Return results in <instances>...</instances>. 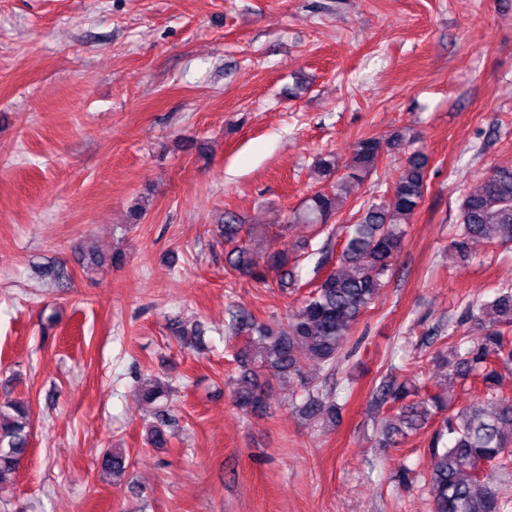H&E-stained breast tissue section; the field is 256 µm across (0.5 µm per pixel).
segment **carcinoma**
<instances>
[{
    "instance_id": "obj_1",
    "label": "carcinoma",
    "mask_w": 512,
    "mask_h": 512,
    "mask_svg": "<svg viewBox=\"0 0 512 512\" xmlns=\"http://www.w3.org/2000/svg\"><path fill=\"white\" fill-rule=\"evenodd\" d=\"M418 139L399 133L384 142L362 137L356 143L351 162L339 169L336 157L327 154L318 162L320 172L331 178L326 188L309 196L305 206L289 216V222L326 224L335 218L347 199L359 189L376 168L379 159ZM427 158L416 150L408 153L386 206L364 202L358 222L347 226L339 257L340 265L324 275L314 289L293 309L284 324L259 322L241 311L229 312L228 331L244 333L245 339L234 354L239 367V387L234 390L235 406L247 416L270 413L272 390L262 379L263 372H275L285 383L296 384L295 395L304 418L336 417L332 393L324 391L305 370L299 353L336 368L339 353L354 325L378 298L392 275L394 261L402 249L405 225L419 208L425 191ZM216 232L230 249L224 253L226 268L266 285L268 276L283 272L296 256L282 249L261 254L259 245L264 228H244L232 211ZM512 244V168H496L481 187L463 195L459 222L451 243L456 259L470 257L476 241ZM471 310L482 331L470 345L455 341L450 350L436 359L448 369V379H473L485 398L495 403L493 410L482 401L449 410L450 402L440 392L420 393L407 380L388 378L376 389V397L390 404L397 413L381 421L379 434L384 446L402 443L412 434L439 418L430 440L428 484L432 512H505L508 500L500 489L480 476L481 466L512 454V396H499L502 371H512V340L503 328L512 326V285L497 289L490 302H475ZM171 395L169 384L151 380L141 387V397L154 406L156 422L150 425L149 441L156 448L167 445L165 407ZM31 410L25 400L0 404V489L12 484L22 459L28 453L31 437ZM99 469L120 477L129 467L122 449L105 450L98 458Z\"/></svg>"
}]
</instances>
